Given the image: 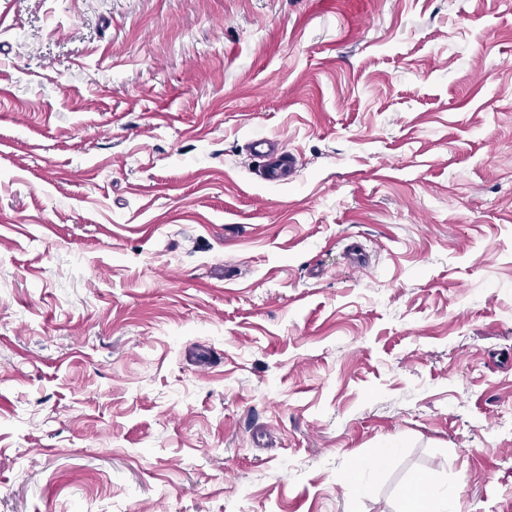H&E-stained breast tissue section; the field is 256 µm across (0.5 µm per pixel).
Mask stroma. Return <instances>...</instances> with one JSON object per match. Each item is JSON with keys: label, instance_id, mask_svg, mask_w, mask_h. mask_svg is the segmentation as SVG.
I'll return each instance as SVG.
<instances>
[{"label": "stroma", "instance_id": "35a3bbf8", "mask_svg": "<svg viewBox=\"0 0 512 512\" xmlns=\"http://www.w3.org/2000/svg\"><path fill=\"white\" fill-rule=\"evenodd\" d=\"M446 486L512 512V0H0V512ZM252 148L254 154L263 160L267 180L280 181L285 178L286 173H290L294 167V161L291 154L280 151L278 144L271 138H258L253 141ZM399 447L400 445L396 439L386 440L380 448H377L372 457L364 460L357 469L347 475V482L357 492H363L366 488L363 480L364 474L385 468L391 458L397 453Z\"/></svg>", "mask_w": 512, "mask_h": 512}]
</instances>
